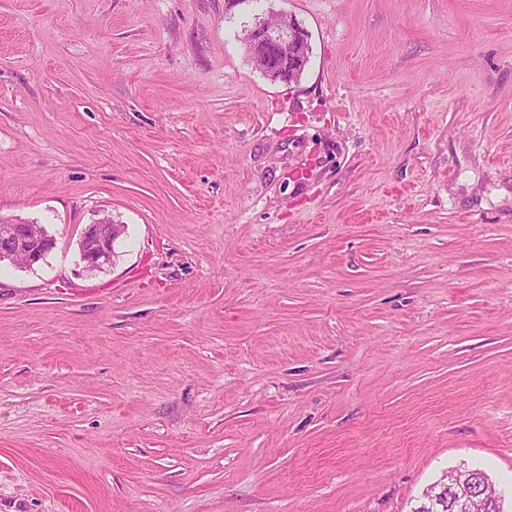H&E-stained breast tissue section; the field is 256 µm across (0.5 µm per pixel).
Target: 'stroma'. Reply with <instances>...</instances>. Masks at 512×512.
Segmentation results:
<instances>
[{"label": "stroma", "mask_w": 512, "mask_h": 512, "mask_svg": "<svg viewBox=\"0 0 512 512\" xmlns=\"http://www.w3.org/2000/svg\"><path fill=\"white\" fill-rule=\"evenodd\" d=\"M16 216L0 512H413L461 465L512 512V0H0ZM245 45L256 68L273 83L298 80L310 58L307 31L292 18L284 26L262 20L248 31ZM54 245V238L38 224L22 218L0 222V263L33 268L46 260ZM121 234L119 224L98 220L84 228L78 241V266L83 272H99L113 264L115 242Z\"/></svg>", "instance_id": "1"}]
</instances>
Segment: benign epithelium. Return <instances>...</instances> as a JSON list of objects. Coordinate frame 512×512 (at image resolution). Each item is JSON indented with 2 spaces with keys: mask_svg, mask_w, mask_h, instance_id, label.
Wrapping results in <instances>:
<instances>
[{
  "mask_svg": "<svg viewBox=\"0 0 512 512\" xmlns=\"http://www.w3.org/2000/svg\"><path fill=\"white\" fill-rule=\"evenodd\" d=\"M245 45L256 68L273 83L298 80L310 58L307 31L292 18L284 26L261 21L248 31ZM120 234V225L109 219L86 225L77 251L82 271L99 272L111 266L116 256L114 245ZM54 245V238L38 224L21 218L0 222V263L7 261L32 268L46 260ZM469 476L465 468L449 473L457 486V502L465 512L473 496Z\"/></svg>",
  "mask_w": 512,
  "mask_h": 512,
  "instance_id": "1",
  "label": "benign epithelium"
}]
</instances>
